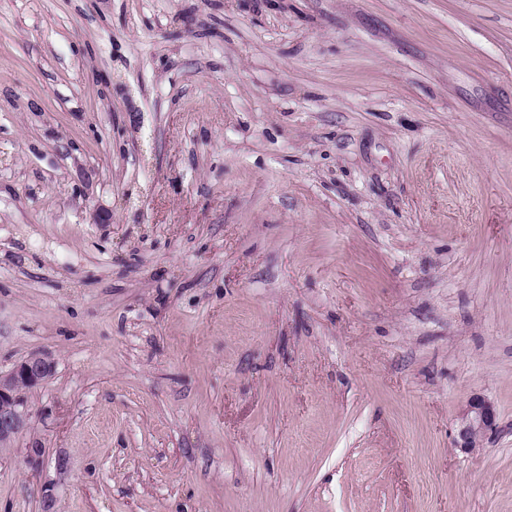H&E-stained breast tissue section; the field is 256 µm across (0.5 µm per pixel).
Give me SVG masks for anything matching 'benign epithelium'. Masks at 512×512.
<instances>
[{
	"label": "benign epithelium",
	"instance_id": "benign-epithelium-1",
	"mask_svg": "<svg viewBox=\"0 0 512 512\" xmlns=\"http://www.w3.org/2000/svg\"><path fill=\"white\" fill-rule=\"evenodd\" d=\"M54 370L53 358L34 354L16 364L8 373H0V444L16 440L24 430L26 392L45 382ZM497 429L493 406L482 397H473L460 416L457 447L477 448Z\"/></svg>",
	"mask_w": 512,
	"mask_h": 512
}]
</instances>
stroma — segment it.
Here are the masks:
<instances>
[{
    "mask_svg": "<svg viewBox=\"0 0 512 512\" xmlns=\"http://www.w3.org/2000/svg\"><path fill=\"white\" fill-rule=\"evenodd\" d=\"M34 353L0 512H512V0H0ZM497 429V415L493 406L482 397H473L460 416L457 447L477 448Z\"/></svg>",
    "mask_w": 512,
    "mask_h": 512,
    "instance_id": "35a3bbf8",
    "label": "stroma"
}]
</instances>
